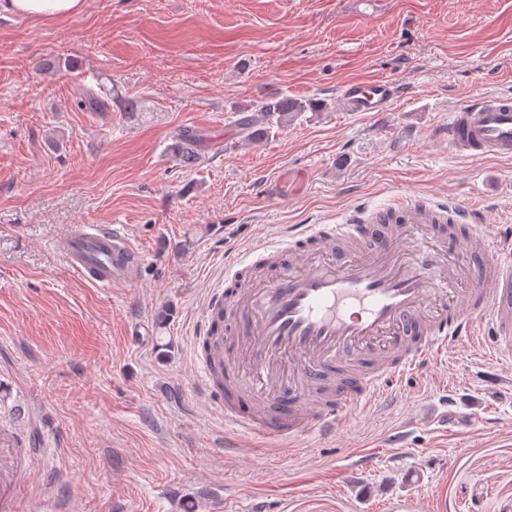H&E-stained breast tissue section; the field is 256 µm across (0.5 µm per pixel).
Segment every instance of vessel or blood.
Wrapping results in <instances>:
<instances>
[{
	"mask_svg": "<svg viewBox=\"0 0 512 512\" xmlns=\"http://www.w3.org/2000/svg\"><path fill=\"white\" fill-rule=\"evenodd\" d=\"M389 79L354 80L344 112H386ZM470 160L512 159V95L459 104L446 131ZM465 226L455 235L453 225ZM225 260L194 328L201 388L224 406L226 428L261 440L336 432L409 374L447 365L462 346L512 355V226L480 211L411 195L350 211L339 224L281 227ZM68 266L99 288L133 284L142 257L121 225L80 224L58 241ZM466 255L464 264L449 260ZM468 291H461V282ZM0 434V512H15L26 457Z\"/></svg>",
	"mask_w": 512,
	"mask_h": 512,
	"instance_id": "1",
	"label": "vessel or blood"
}]
</instances>
